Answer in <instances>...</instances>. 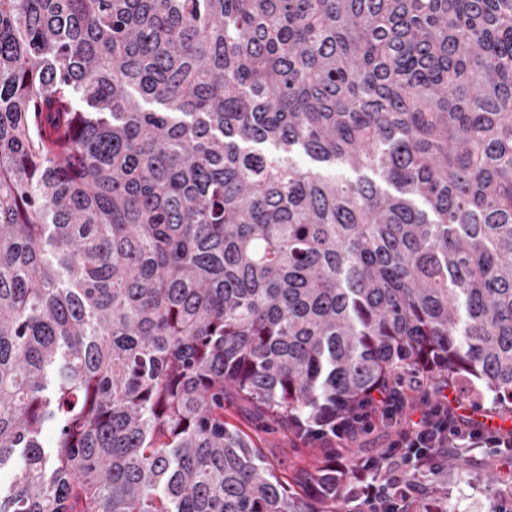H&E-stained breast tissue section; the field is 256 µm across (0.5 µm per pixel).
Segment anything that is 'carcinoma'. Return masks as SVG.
Listing matches in <instances>:
<instances>
[{
  "instance_id": "carcinoma-1",
  "label": "carcinoma",
  "mask_w": 512,
  "mask_h": 512,
  "mask_svg": "<svg viewBox=\"0 0 512 512\" xmlns=\"http://www.w3.org/2000/svg\"><path fill=\"white\" fill-rule=\"evenodd\" d=\"M415 373L512 412V0H0V512H359L224 407Z\"/></svg>"
}]
</instances>
